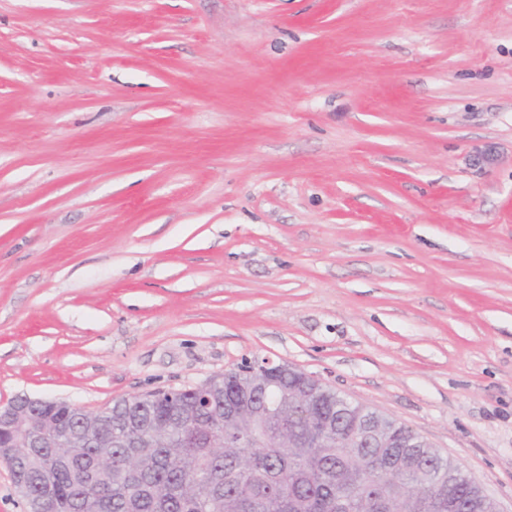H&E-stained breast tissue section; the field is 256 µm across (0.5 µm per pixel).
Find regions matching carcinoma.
<instances>
[{
  "label": "carcinoma",
  "instance_id": "1",
  "mask_svg": "<svg viewBox=\"0 0 512 512\" xmlns=\"http://www.w3.org/2000/svg\"><path fill=\"white\" fill-rule=\"evenodd\" d=\"M261 360L223 373L224 392L190 424L193 387L113 402L112 431L42 408L28 428L52 447L16 474L34 493L53 487L45 512H480L478 485L407 429L393 444L358 448L351 433L364 415L332 389L303 410L293 391L314 388L288 368L263 392ZM237 408V447H208L210 422ZM431 472L433 492L413 491Z\"/></svg>",
  "mask_w": 512,
  "mask_h": 512
}]
</instances>
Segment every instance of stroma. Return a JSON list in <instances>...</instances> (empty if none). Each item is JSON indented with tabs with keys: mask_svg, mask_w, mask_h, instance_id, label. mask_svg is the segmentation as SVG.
Instances as JSON below:
<instances>
[{
	"mask_svg": "<svg viewBox=\"0 0 512 512\" xmlns=\"http://www.w3.org/2000/svg\"><path fill=\"white\" fill-rule=\"evenodd\" d=\"M255 357L512 512V0H0V405Z\"/></svg>",
	"mask_w": 512,
	"mask_h": 512,
	"instance_id": "1",
	"label": "stroma"
}]
</instances>
